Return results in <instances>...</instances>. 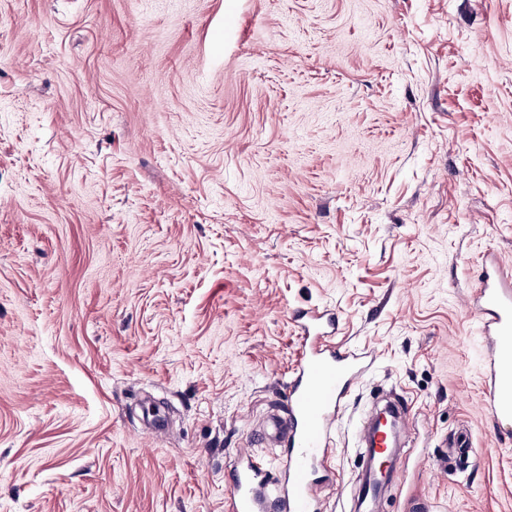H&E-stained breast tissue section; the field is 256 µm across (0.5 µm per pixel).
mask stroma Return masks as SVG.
Listing matches in <instances>:
<instances>
[{"label": "stroma", "mask_w": 512, "mask_h": 512, "mask_svg": "<svg viewBox=\"0 0 512 512\" xmlns=\"http://www.w3.org/2000/svg\"><path fill=\"white\" fill-rule=\"evenodd\" d=\"M512 262V0H0V512H226L294 316L411 410L376 512H512L469 300ZM165 415L147 432L142 406ZM467 427L464 473L437 462Z\"/></svg>", "instance_id": "1"}]
</instances>
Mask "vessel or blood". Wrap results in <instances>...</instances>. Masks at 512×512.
<instances>
[{"instance_id": "1", "label": "vessel or blood", "mask_w": 512, "mask_h": 512, "mask_svg": "<svg viewBox=\"0 0 512 512\" xmlns=\"http://www.w3.org/2000/svg\"><path fill=\"white\" fill-rule=\"evenodd\" d=\"M484 338L483 404L498 423H512V265L495 253L485 255L470 300ZM299 359L285 394L287 416L271 417L263 439L286 443L288 454L278 471L263 467L255 454L240 453L230 474L229 512H314L318 474L333 445L332 430L351 383L369 364L367 355L328 346L335 321L325 311L298 314ZM448 452L456 464L474 465L476 453L468 434L454 437ZM372 467L363 493L382 481L378 466L392 461L390 437L372 426L364 450Z\"/></svg>"}]
</instances>
